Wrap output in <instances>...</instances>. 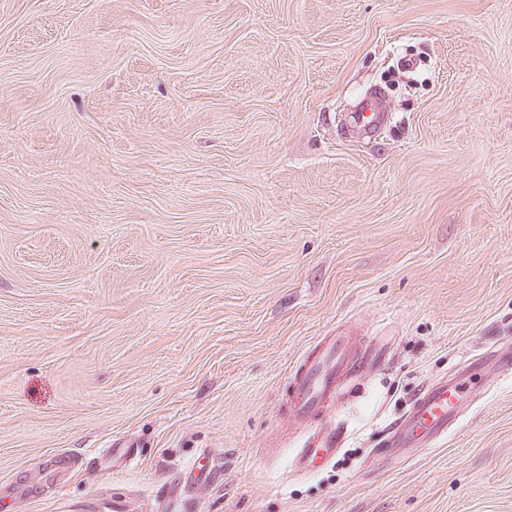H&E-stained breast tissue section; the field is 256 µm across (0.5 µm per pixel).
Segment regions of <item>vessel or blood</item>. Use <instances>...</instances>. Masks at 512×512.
<instances>
[{"label":"vessel or blood","instance_id":"obj_1","mask_svg":"<svg viewBox=\"0 0 512 512\" xmlns=\"http://www.w3.org/2000/svg\"><path fill=\"white\" fill-rule=\"evenodd\" d=\"M389 119V113L374 109L369 102L353 115L354 125L363 130L384 124ZM380 357L379 350L371 347L358 351L356 342L350 337L332 336L314 357L300 365L288 398L294 423L303 431L295 459L299 469H310L318 458L336 457L345 439L344 430L338 426L315 428L311 421L339 396L336 381L341 374L359 372L374 365ZM464 384L463 377L455 376L427 386L410 411L392 426L391 444L403 448L430 447L446 436L449 427L460 418L456 400L463 394Z\"/></svg>","mask_w":512,"mask_h":512}]
</instances>
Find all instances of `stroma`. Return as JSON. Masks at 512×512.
<instances>
[{
	"mask_svg": "<svg viewBox=\"0 0 512 512\" xmlns=\"http://www.w3.org/2000/svg\"><path fill=\"white\" fill-rule=\"evenodd\" d=\"M339 327L384 364L299 474ZM500 344L512 0H0V512H512ZM461 371L447 437L376 457ZM366 111H370V114L366 115ZM390 117L389 112H381L376 109V106L373 108L371 102H366L361 106L360 111L354 112L352 116L354 125L363 130L382 125L388 122ZM357 349L358 345L349 336H330L313 358L300 365L293 377L287 401L293 423L304 431L295 459L300 470L313 467L318 457L335 458L343 445L346 431L340 426L310 428V423L340 395L342 389H338L336 381L342 373H357L381 358L379 350L374 348L367 347L363 354H355Z\"/></svg>",
	"mask_w": 512,
	"mask_h": 512,
	"instance_id": "35a3bbf8",
	"label": "stroma"
}]
</instances>
